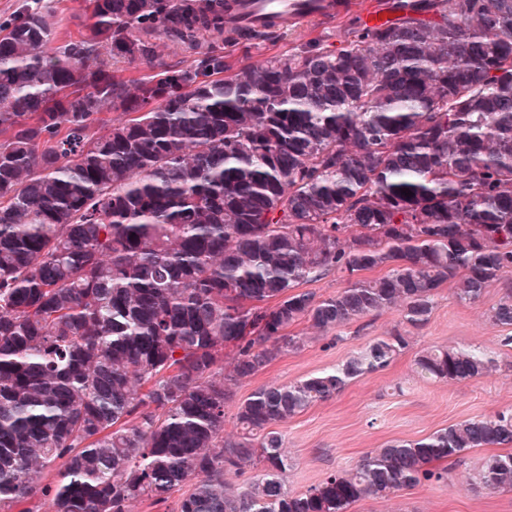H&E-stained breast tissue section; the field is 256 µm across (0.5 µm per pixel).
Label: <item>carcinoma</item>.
Instances as JSON below:
<instances>
[{
	"label": "carcinoma",
	"instance_id": "1",
	"mask_svg": "<svg viewBox=\"0 0 512 512\" xmlns=\"http://www.w3.org/2000/svg\"><path fill=\"white\" fill-rule=\"evenodd\" d=\"M84 2L60 45L48 14L0 21V512H129L185 486L178 512H348L512 446L510 409L289 493L274 426L389 366L399 333L255 390L224 437L227 383L301 348L289 327L390 309L422 327L445 281L475 303L512 269V0H387L388 25L237 69L216 51L228 0ZM159 36L198 58L168 66ZM136 61L154 74L112 70ZM111 109L126 119L108 127ZM330 271L336 294L295 291ZM490 318L512 326V291ZM414 366L462 382L493 361ZM471 485L511 491L512 452Z\"/></svg>",
	"mask_w": 512,
	"mask_h": 512
}]
</instances>
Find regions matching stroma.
I'll return each mask as SVG.
<instances>
[{"label": "stroma", "mask_w": 512, "mask_h": 512, "mask_svg": "<svg viewBox=\"0 0 512 512\" xmlns=\"http://www.w3.org/2000/svg\"><path fill=\"white\" fill-rule=\"evenodd\" d=\"M38 5L54 17L57 38L78 35L87 22L82 0H38ZM351 21L345 12L335 19H306L272 30L266 38L230 42L222 49L234 65L256 63L312 41L337 43V26ZM511 290L512 269L471 304L459 302L452 282H444L428 323L419 329L403 324L393 309L357 319L337 334L298 324L294 333L307 338L302 348L284 352L264 371L233 386L224 432L235 434L237 406L257 388L287 384L332 368L372 339L396 331L407 336L409 345L388 367L352 380L333 398L278 424L292 462L285 479L289 493L305 491L330 473L354 466L388 441L418 440L467 419L512 409V345L503 343L504 337L512 336V327L490 319L491 308ZM434 346L479 350L492 359L494 368L489 375L463 382L423 380L413 371L414 359ZM489 454L486 448L472 449L446 463L443 481L425 482L385 499L359 501L352 512H512V491L471 488V475Z\"/></svg>", "instance_id": "stroma-1"}]
</instances>
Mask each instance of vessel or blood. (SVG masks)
<instances>
[{
  "mask_svg": "<svg viewBox=\"0 0 512 512\" xmlns=\"http://www.w3.org/2000/svg\"><path fill=\"white\" fill-rule=\"evenodd\" d=\"M334 11L333 0H235L226 26L262 28L273 21L288 26L309 17L323 18Z\"/></svg>",
  "mask_w": 512,
  "mask_h": 512,
  "instance_id": "vessel-or-blood-1",
  "label": "vessel or blood"
}]
</instances>
